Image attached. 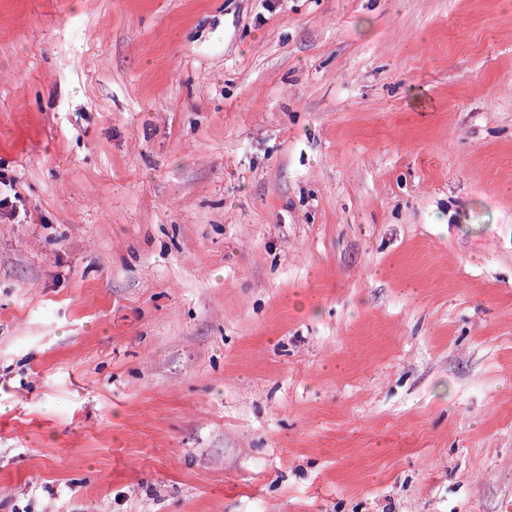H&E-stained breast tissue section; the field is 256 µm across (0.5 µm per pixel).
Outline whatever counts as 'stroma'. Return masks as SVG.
<instances>
[{"label": "stroma", "instance_id": "stroma-1", "mask_svg": "<svg viewBox=\"0 0 512 512\" xmlns=\"http://www.w3.org/2000/svg\"><path fill=\"white\" fill-rule=\"evenodd\" d=\"M0 512H512V0H0Z\"/></svg>", "mask_w": 512, "mask_h": 512}]
</instances>
